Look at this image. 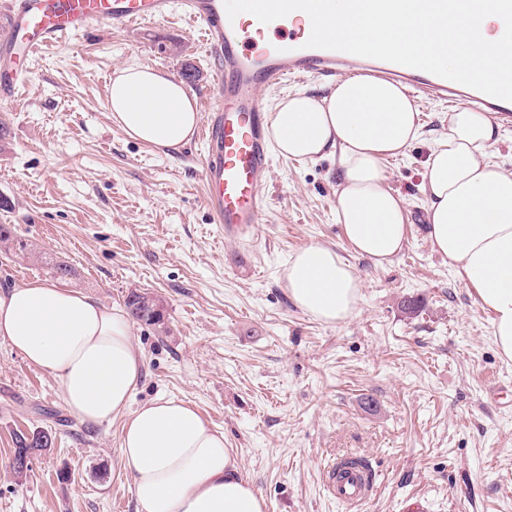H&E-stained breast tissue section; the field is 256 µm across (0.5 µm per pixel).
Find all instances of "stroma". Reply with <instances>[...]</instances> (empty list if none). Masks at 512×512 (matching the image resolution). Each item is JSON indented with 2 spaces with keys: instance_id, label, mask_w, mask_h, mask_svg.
Returning a JSON list of instances; mask_svg holds the SVG:
<instances>
[{
  "instance_id": "obj_1",
  "label": "stroma",
  "mask_w": 512,
  "mask_h": 512,
  "mask_svg": "<svg viewBox=\"0 0 512 512\" xmlns=\"http://www.w3.org/2000/svg\"><path fill=\"white\" fill-rule=\"evenodd\" d=\"M132 64L177 79L193 67L201 95L214 79L197 25L176 14L48 46L28 62L22 92L0 99V225L27 245L0 247V292L49 281L119 307L131 290L152 292L165 327L133 324L144 364L133 406L194 405L235 448L268 512H345L322 468L347 456L378 476L357 512H512V365L495 350L489 312L426 233L424 162L447 102L419 105L423 138L385 164L408 202L403 251L383 267L349 256L362 297L328 325L295 307L285 269L312 243L349 255L333 159L273 155L262 223L226 239L207 202L202 144L169 155L113 120L108 83ZM407 299L418 314L405 313ZM122 423L83 422L56 377L0 339V512H137ZM38 430L50 446L16 472V434Z\"/></svg>"
}]
</instances>
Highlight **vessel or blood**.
<instances>
[{"label":"vessel or blood","mask_w":512,"mask_h":512,"mask_svg":"<svg viewBox=\"0 0 512 512\" xmlns=\"http://www.w3.org/2000/svg\"><path fill=\"white\" fill-rule=\"evenodd\" d=\"M177 9L198 25L213 62L214 95L198 131L205 146L200 167L207 200L229 238L252 231L268 206L261 177L270 166L272 152L262 89L306 77L365 70L403 81L413 97L452 105L464 99L512 120V102L431 73L307 47L302 12L263 24L248 13L228 17L223 0H12L9 27L0 37V97H14L26 81L22 61L44 45L99 25L125 30L161 21ZM325 472L330 494L350 510L369 498L373 479L365 467L345 473L332 461Z\"/></svg>","instance_id":"b4317fda"}]
</instances>
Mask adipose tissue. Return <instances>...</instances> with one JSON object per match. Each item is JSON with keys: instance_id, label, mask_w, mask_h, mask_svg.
Listing matches in <instances>:
<instances>
[{"instance_id": "1", "label": "adipose tissue", "mask_w": 512, "mask_h": 512, "mask_svg": "<svg viewBox=\"0 0 512 512\" xmlns=\"http://www.w3.org/2000/svg\"><path fill=\"white\" fill-rule=\"evenodd\" d=\"M109 107L131 138L172 150L191 139L199 121L183 84L148 66L120 71ZM269 135L279 154L296 161L335 158L336 221L348 246L374 265L393 262L407 242L408 204L383 163L423 136L404 87L356 75L336 79L323 95L301 91L276 105ZM499 139L491 113L455 107L431 143L422 190L433 252L490 313L493 343L512 364V172L488 158ZM286 287L298 309L338 324L355 314L362 280L334 248L313 243L289 258ZM131 336L123 309L57 283L0 293V339L56 376L82 421L123 417L120 457L138 512H267L223 432L190 403L160 398L129 410L143 371Z\"/></svg>"}]
</instances>
